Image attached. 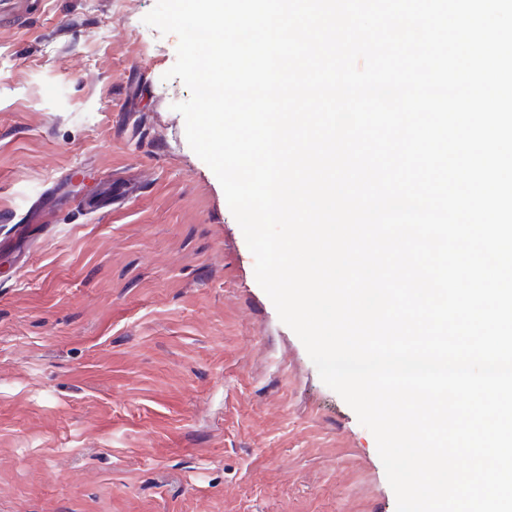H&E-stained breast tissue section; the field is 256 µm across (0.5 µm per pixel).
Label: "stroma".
<instances>
[{
	"instance_id": "stroma-1",
	"label": "stroma",
	"mask_w": 512,
	"mask_h": 512,
	"mask_svg": "<svg viewBox=\"0 0 512 512\" xmlns=\"http://www.w3.org/2000/svg\"><path fill=\"white\" fill-rule=\"evenodd\" d=\"M155 3L0 25V512H396L187 142ZM57 180L68 208L32 222Z\"/></svg>"
}]
</instances>
